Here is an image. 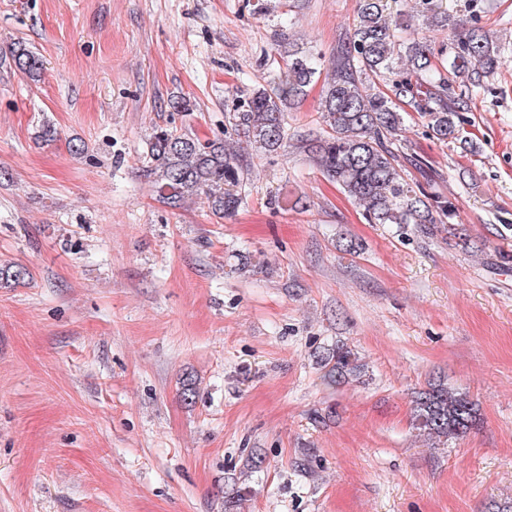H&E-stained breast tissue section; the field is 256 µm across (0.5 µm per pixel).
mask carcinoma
Here are the masks:
<instances>
[{"label": "carcinoma", "instance_id": "cac0c4a2", "mask_svg": "<svg viewBox=\"0 0 512 512\" xmlns=\"http://www.w3.org/2000/svg\"><path fill=\"white\" fill-rule=\"evenodd\" d=\"M440 2L419 0L422 16L455 32L437 66L427 44L397 35L388 0H360L348 44L328 61L321 108L325 137L302 145L323 175L363 206L369 222L399 230L412 224L423 234L452 220L455 206L432 180L411 184L403 177V164L421 171L424 163L401 145V105L426 120L434 139H456L463 113L471 111L473 97L485 88L500 56L499 45L476 26L474 16L443 17ZM8 65L31 80L43 70L40 57L20 41L13 44ZM319 74L313 56L289 54L271 69L265 84L237 97L225 115L222 137L202 141L168 124L154 126L143 166L159 199L178 208L200 198L214 216L233 215L249 181L246 147L276 153L286 146L285 112ZM29 276L24 267L5 265L0 287ZM323 367V380L332 387L363 372L355 353L342 344L325 356ZM413 414L417 429L438 441L467 436L479 420L477 403L441 379L418 393Z\"/></svg>", "mask_w": 512, "mask_h": 512}]
</instances>
